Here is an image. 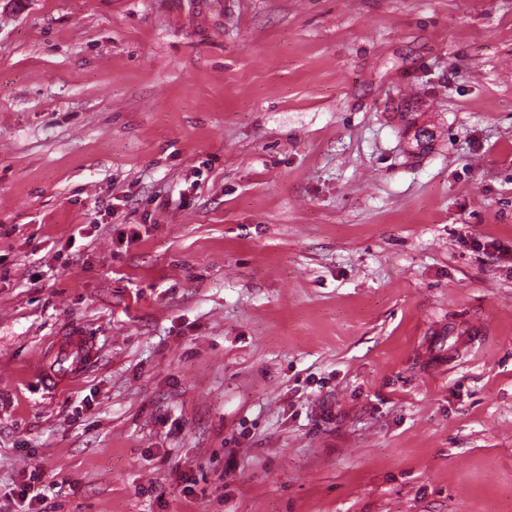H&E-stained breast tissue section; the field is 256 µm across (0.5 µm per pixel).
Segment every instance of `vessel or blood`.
I'll use <instances>...</instances> for the list:
<instances>
[{
  "instance_id": "1",
  "label": "vessel or blood",
  "mask_w": 512,
  "mask_h": 512,
  "mask_svg": "<svg viewBox=\"0 0 512 512\" xmlns=\"http://www.w3.org/2000/svg\"><path fill=\"white\" fill-rule=\"evenodd\" d=\"M97 360L94 337L83 331H71L53 337L38 353L33 380L54 392L81 378Z\"/></svg>"
}]
</instances>
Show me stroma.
<instances>
[{
	"label": "stroma",
	"instance_id": "35a3bbf8",
	"mask_svg": "<svg viewBox=\"0 0 512 512\" xmlns=\"http://www.w3.org/2000/svg\"><path fill=\"white\" fill-rule=\"evenodd\" d=\"M38 466L55 512H512V0H0V512ZM97 356L93 336L78 330L63 333L40 349L31 377L41 388L55 392L81 378Z\"/></svg>",
	"mask_w": 512,
	"mask_h": 512
}]
</instances>
